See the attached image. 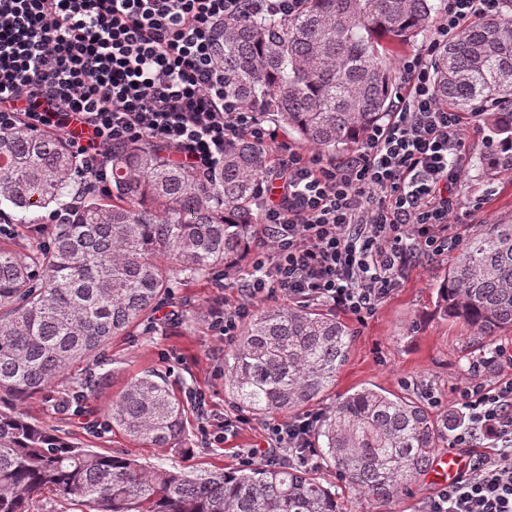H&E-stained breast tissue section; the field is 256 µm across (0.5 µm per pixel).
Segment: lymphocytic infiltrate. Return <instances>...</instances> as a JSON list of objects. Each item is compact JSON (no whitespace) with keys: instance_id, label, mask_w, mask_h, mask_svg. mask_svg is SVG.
<instances>
[{"instance_id":"f902f5d3","label":"lymphocytic infiltrate","mask_w":512,"mask_h":512,"mask_svg":"<svg viewBox=\"0 0 512 512\" xmlns=\"http://www.w3.org/2000/svg\"><path fill=\"white\" fill-rule=\"evenodd\" d=\"M303 0H0V128L62 132L83 173L107 189L113 147L149 140L173 164L214 171L224 153L251 140L263 148L256 181L260 230L251 280L231 309L209 310L211 328L234 343L259 302L320 304L364 320L387 300L412 258L459 248L450 185L467 162L461 113L437 99L433 56L501 0H444L427 48L405 56L407 93L357 153L340 161L280 140L268 115L240 110L224 92L217 61L225 20L291 16ZM457 392L452 445L469 449L458 479L424 512H512V354L496 349ZM318 414L267 427V445L246 465L288 455L309 466ZM491 453L475 452L477 442Z\"/></svg>"}]
</instances>
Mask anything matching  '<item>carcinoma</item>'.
Returning a JSON list of instances; mask_svg holds the SVG:
<instances>
[{
    "label": "carcinoma",
    "instance_id": "1",
    "mask_svg": "<svg viewBox=\"0 0 512 512\" xmlns=\"http://www.w3.org/2000/svg\"><path fill=\"white\" fill-rule=\"evenodd\" d=\"M442 0H306L302 12L224 22V86L324 153L353 151L390 111L397 49L429 29ZM436 95L479 114L495 145L486 168L512 174V0L448 40ZM261 146L244 141L206 176L150 142L115 147L110 191L76 181L78 160L53 131L0 129V212L23 231L0 237V512H33L49 493L88 512H343L336 492L288 463L186 473L126 453L82 448L32 421L26 399L86 367L82 389L110 385L117 336L154 328L176 281L243 270L258 215ZM66 214L42 228L39 212ZM448 318L479 336L512 329V224H486L458 249L438 288ZM352 329L305 306L265 308L224 356L237 407L288 414L315 403L346 362ZM186 410L164 376L126 379L106 426L154 448L188 440ZM453 419L421 401L364 387L325 412L319 456L351 492L386 506L413 492L448 443Z\"/></svg>",
    "mask_w": 512,
    "mask_h": 512
}]
</instances>
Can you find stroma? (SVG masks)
<instances>
[{"label": "stroma", "instance_id": "35a3bbf8", "mask_svg": "<svg viewBox=\"0 0 512 512\" xmlns=\"http://www.w3.org/2000/svg\"><path fill=\"white\" fill-rule=\"evenodd\" d=\"M487 135V130L481 129L468 137L469 164L461 186L454 190L462 220L460 232L465 238L481 232L487 224L512 223V178L487 172L482 161L489 149ZM449 261L446 254L417 260L372 316L359 321L344 315V322L354 332L349 357L327 396L311 405V412H324L338 396L369 385L419 399L431 391L440 400L439 411H451L458 389L469 378L470 365L489 357L495 347L512 349V329L482 338L440 313L436 291ZM245 282V274L240 273L225 280L220 290L208 283L175 284L162 309L176 312L177 321H158L147 336L115 338L108 356L118 370L116 379L113 385L85 399L83 414L73 413L61 419L50 411L60 392L78 390L79 385L73 380L60 382L29 399L25 405L27 414L32 420L62 426L70 440L82 446L101 452L126 450L149 466L194 472L238 467L243 451L265 446L269 419L252 414L238 419V410L224 387V357L231 347L201 313L218 301L229 307L235 305ZM147 370L162 373L182 397L204 396L211 429L203 431L196 414L188 413L187 450L135 444L120 432L100 427L105 410L124 380ZM213 432L223 433V443L210 442ZM438 489L432 476H424L413 496L387 507L344 488L339 495L347 512H421Z\"/></svg>", "mask_w": 512, "mask_h": 512}]
</instances>
